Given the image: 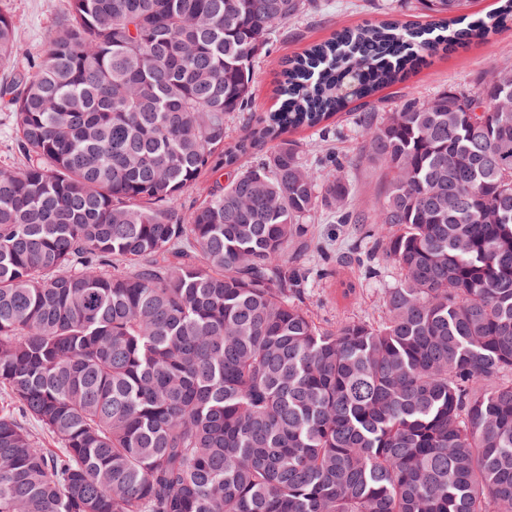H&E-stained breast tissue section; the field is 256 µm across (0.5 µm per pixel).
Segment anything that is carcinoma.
<instances>
[{
	"label": "carcinoma",
	"mask_w": 512,
	"mask_h": 512,
	"mask_svg": "<svg viewBox=\"0 0 512 512\" xmlns=\"http://www.w3.org/2000/svg\"><path fill=\"white\" fill-rule=\"evenodd\" d=\"M68 2L33 63L0 12L24 157L0 169V512H512V67L375 100L512 26V0L339 31L233 143L257 60L316 0ZM352 103L390 176L370 215L287 138ZM319 211L366 225L349 262L400 271L380 321L311 315L288 247Z\"/></svg>",
	"instance_id": "cac0c4a2"
}]
</instances>
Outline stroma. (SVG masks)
Masks as SVG:
<instances>
[{
  "label": "stroma",
  "instance_id": "stroma-1",
  "mask_svg": "<svg viewBox=\"0 0 512 512\" xmlns=\"http://www.w3.org/2000/svg\"><path fill=\"white\" fill-rule=\"evenodd\" d=\"M323 7L315 18H302L288 23L255 68L254 90L249 104L253 119L262 118L277 105L274 86L282 60L301 54L313 43L324 41L339 29L351 28L381 19L387 4H395L399 18L406 23L429 21L421 0H322ZM68 0H0V11L8 14L18 39L31 56L44 55L67 16ZM512 66V29H506L488 40L468 48L429 60L403 83L381 90L387 105L399 104L405 95L426 100L453 88H469L478 78L493 69ZM291 139L309 152L328 150L349 164L352 186L349 203L367 212L373 210L387 187L382 168L368 163L362 156V137L351 114L342 113L331 120L327 129L317 131L299 128ZM359 225H340L327 215H320L309 225L305 240L307 264L314 269L333 267L328 278H310L307 283V304L314 318L322 325L354 318L377 321L382 314L381 300L385 288L399 277V271L387 264L379 277L366 276L362 267L344 261L353 245L361 244Z\"/></svg>",
  "mask_w": 512,
  "mask_h": 512
}]
</instances>
